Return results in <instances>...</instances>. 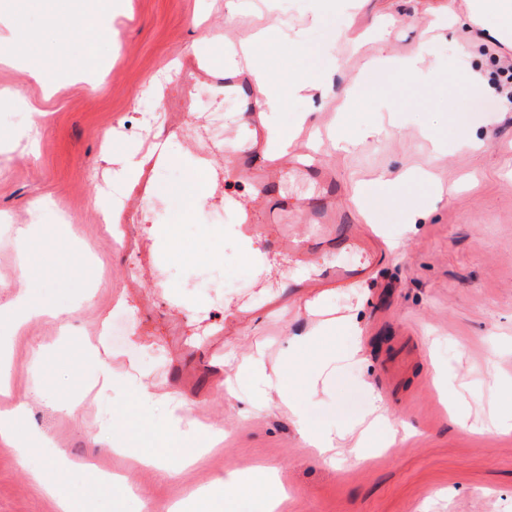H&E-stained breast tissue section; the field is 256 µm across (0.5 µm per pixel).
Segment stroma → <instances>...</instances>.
<instances>
[{"instance_id": "35a3bbf8", "label": "stroma", "mask_w": 512, "mask_h": 512, "mask_svg": "<svg viewBox=\"0 0 512 512\" xmlns=\"http://www.w3.org/2000/svg\"><path fill=\"white\" fill-rule=\"evenodd\" d=\"M468 4L353 0L329 10L324 0H290L287 15L275 18L280 37L259 47V60L283 84L310 66L333 75L326 87L287 101L279 121L286 127L293 115L313 112L321 134L346 140L348 149L322 154L306 176L282 156L279 179L266 176L268 160L248 136L230 145L239 173L225 176L224 129L244 124L245 110L217 76L196 68L223 58L227 35L249 38L253 15L230 25L224 0H122L117 46L101 44L86 61L53 31L43 30L54 46L46 52L0 27V53L16 61L0 65V306L20 295L34 305L51 297L70 310L73 335L60 340L58 323L43 317L17 335L0 328L12 384L0 394V412L26 406L19 439L0 437V512H58L33 478L47 466L86 512H163L229 473L260 466L287 490L283 512H512V434L489 427L512 414V106L471 83L472 74L491 78L511 64L512 47L489 46L467 23ZM417 52L416 76L404 77L400 63ZM77 67L91 72L90 82L72 83ZM34 68L49 73L52 95L31 77ZM364 75L379 96L337 112ZM33 121L41 134L31 145L19 133ZM370 123L381 126L379 135H363ZM428 128L439 132L441 148L423 138ZM465 133L483 149L464 146ZM159 140L169 145L167 158H152L134 187H115L112 170L126 144L147 152ZM195 155L211 161V195L181 223L176 189L190 179ZM417 162L453 194L412 224L402 202L390 205L370 227L377 261L349 289L303 282L332 265L359 266L357 251L315 250L302 263L265 251L253 260L224 209L225 199H236L263 224L271 212L306 205L358 224L347 180L369 184ZM43 196L59 211L37 220L23 266L19 231ZM107 196L118 223L100 221L96 201ZM170 226L181 253L148 269ZM355 312L362 358L318 381L307 417L319 429L343 428L364 416L366 389L374 387L392 423L408 429L389 450L359 460L344 447L330 464L304 448L277 392L261 408L247 401V385L225 396L243 357L260 350L268 372L283 370L289 339L320 317ZM217 339L224 356L205 365ZM85 340L99 359L85 355ZM103 365L121 372L120 390L98 381ZM143 383L155 394L148 409L132 396ZM176 401L197 440L218 431L222 441L196 464L171 461L162 477L123 451L149 449ZM455 403L468 427L453 419ZM85 460L122 478L135 497L114 496L95 475L73 470Z\"/></svg>"}]
</instances>
